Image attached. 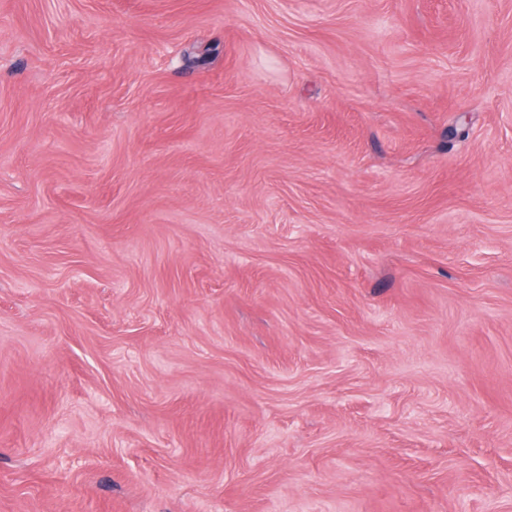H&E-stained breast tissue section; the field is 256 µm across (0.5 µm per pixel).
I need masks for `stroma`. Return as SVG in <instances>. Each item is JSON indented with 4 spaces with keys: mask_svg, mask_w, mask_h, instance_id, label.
<instances>
[{
    "mask_svg": "<svg viewBox=\"0 0 512 512\" xmlns=\"http://www.w3.org/2000/svg\"><path fill=\"white\" fill-rule=\"evenodd\" d=\"M0 512H512V0H0Z\"/></svg>",
    "mask_w": 512,
    "mask_h": 512,
    "instance_id": "obj_1",
    "label": "stroma"
}]
</instances>
